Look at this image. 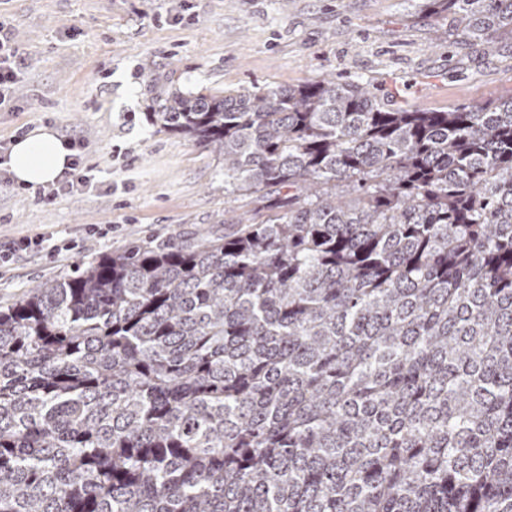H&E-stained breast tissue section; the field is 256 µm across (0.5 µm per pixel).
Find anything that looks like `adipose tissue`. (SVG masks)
<instances>
[{"mask_svg":"<svg viewBox=\"0 0 512 512\" xmlns=\"http://www.w3.org/2000/svg\"><path fill=\"white\" fill-rule=\"evenodd\" d=\"M69 156L70 151L58 133L40 127L16 140L10 151L9 166L17 182L46 185L65 170Z\"/></svg>","mask_w":512,"mask_h":512,"instance_id":"obj_1","label":"adipose tissue"}]
</instances>
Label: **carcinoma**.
I'll list each match as a JSON object with an SVG mask.
<instances>
[{"instance_id":"1","label":"carcinoma","mask_w":512,"mask_h":512,"mask_svg":"<svg viewBox=\"0 0 512 512\" xmlns=\"http://www.w3.org/2000/svg\"><path fill=\"white\" fill-rule=\"evenodd\" d=\"M493 50L512 0H426ZM222 236L0 310V512H512V94L161 90Z\"/></svg>"}]
</instances>
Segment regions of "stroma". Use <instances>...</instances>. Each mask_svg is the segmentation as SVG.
<instances>
[{
	"mask_svg": "<svg viewBox=\"0 0 512 512\" xmlns=\"http://www.w3.org/2000/svg\"><path fill=\"white\" fill-rule=\"evenodd\" d=\"M185 8L193 23L174 22ZM0 19L28 63L0 140L43 126L79 135L98 182L39 201L0 170V246L40 232L81 242L1 267V307L105 251L223 234L224 160L147 122L155 84L221 94L333 78L366 82L385 107L426 110L512 94V39L486 54L423 0H0ZM94 224L113 231L93 236Z\"/></svg>",
	"mask_w": 512,
	"mask_h": 512,
	"instance_id": "35a3bbf8",
	"label": "stroma"
}]
</instances>
